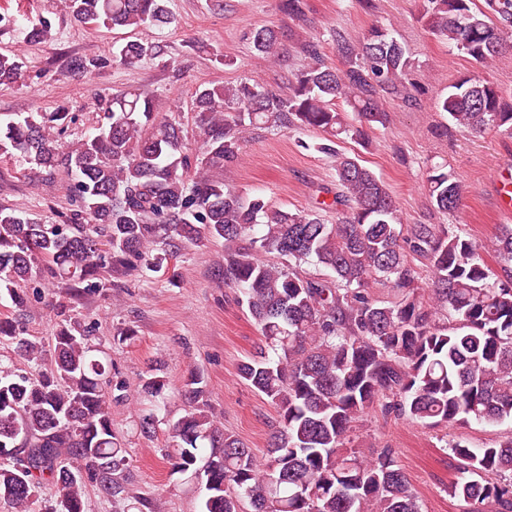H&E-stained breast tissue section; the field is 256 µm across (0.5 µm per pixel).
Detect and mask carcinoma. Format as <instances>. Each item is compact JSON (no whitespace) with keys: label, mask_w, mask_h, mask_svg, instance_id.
Segmentation results:
<instances>
[{"label":"carcinoma","mask_w":512,"mask_h":512,"mask_svg":"<svg viewBox=\"0 0 512 512\" xmlns=\"http://www.w3.org/2000/svg\"><path fill=\"white\" fill-rule=\"evenodd\" d=\"M64 8L105 28L135 31L173 20L168 0H64ZM423 19L433 36L486 63L506 48L512 0H424ZM26 39L49 41L51 24L40 22ZM252 44L263 59L276 51L278 35L260 27ZM153 50L131 40L112 61L133 64ZM336 51L345 69L314 50V62L288 81L286 95L248 80L197 90L191 112L198 147L176 114L160 113L140 90L112 97L95 132L75 140H63L67 112H31L0 124V154L19 153L49 173L64 170L78 202L61 224L0 207V290L14 305L26 304L36 278L75 295L102 287L109 266L156 272L173 256L156 251L160 239L224 241V286L240 290L262 336L239 376L268 399L277 420L262 463L220 429L202 402L204 378L189 373L193 405L172 425L181 441L173 468L202 472L201 512H422L392 449L366 455L353 447L360 418L373 411L445 429L512 420V225L483 246L447 224H402L386 185L329 142L364 139L383 123L380 93L411 98V59L382 27L356 42L337 38ZM27 72L23 56L0 53V85H21ZM339 101L351 111L340 110ZM438 108L459 130L512 136V105L489 81L459 78ZM267 124L328 136L317 151L335 158L336 192L326 207L336 208V223L318 210L291 212L225 187L224 166L239 159L249 131ZM426 181L439 213L457 209L463 187L452 173L435 167ZM263 253L280 263L265 262ZM310 261L314 273L303 268ZM377 285L395 300L379 299ZM91 336L92 328L64 320L47 371L34 377L0 365V448H18L28 461L22 470L17 457L0 454V503L10 512H32L46 485L58 496L45 512H86L89 485L113 499L124 492L128 459L112 429V404L125 386L106 389ZM0 340L28 362L44 360L42 344L14 318H0ZM140 387L158 402L140 422L149 433L165 380L153 375ZM448 448L467 473L450 492L469 512H512V436L487 448L459 440Z\"/></svg>","instance_id":"1"}]
</instances>
